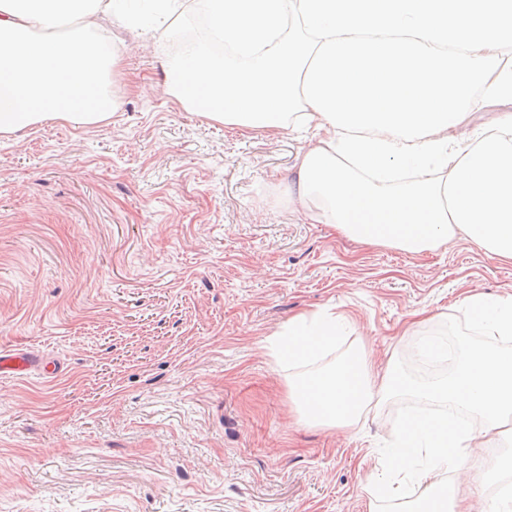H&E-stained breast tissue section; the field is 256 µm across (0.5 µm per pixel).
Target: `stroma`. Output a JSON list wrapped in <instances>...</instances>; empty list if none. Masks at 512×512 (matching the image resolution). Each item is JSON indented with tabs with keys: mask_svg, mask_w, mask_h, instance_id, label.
Listing matches in <instances>:
<instances>
[{
	"mask_svg": "<svg viewBox=\"0 0 512 512\" xmlns=\"http://www.w3.org/2000/svg\"><path fill=\"white\" fill-rule=\"evenodd\" d=\"M129 22L105 23L108 120L0 135V348L60 364L0 377V512H369L410 398L347 431L307 425L269 339L344 313L340 349L410 378L423 338L476 337L463 301L512 295V263L462 237L414 254L310 221L288 198L301 135L184 111L163 69L191 18L160 44ZM504 452L477 442L455 474L470 512L501 499L485 472Z\"/></svg>",
	"mask_w": 512,
	"mask_h": 512,
	"instance_id": "obj_1",
	"label": "stroma"
}]
</instances>
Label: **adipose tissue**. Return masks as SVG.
<instances>
[{"label": "adipose tissue", "mask_w": 512, "mask_h": 512, "mask_svg": "<svg viewBox=\"0 0 512 512\" xmlns=\"http://www.w3.org/2000/svg\"><path fill=\"white\" fill-rule=\"evenodd\" d=\"M120 0H0V134L44 121L106 120L115 65L108 36L85 25L49 37L64 16L116 15ZM192 0H154L144 40L163 42ZM210 34L247 52L225 64L190 43L165 70L174 102L244 129L307 134L288 192L313 203L312 221L354 241L422 252L458 237L512 261V0H202ZM499 112L470 127L474 113ZM483 339L461 343L443 378L405 383L375 373L365 351L325 361L352 321L301 315L272 342L294 367L290 396L305 422L354 428L399 392L441 416L394 426L389 478L373 502L406 512H468L439 476L461 470L479 438L512 431V296L471 295ZM504 340L496 347L494 339Z\"/></svg>", "instance_id": "adipose-tissue-1"}]
</instances>
